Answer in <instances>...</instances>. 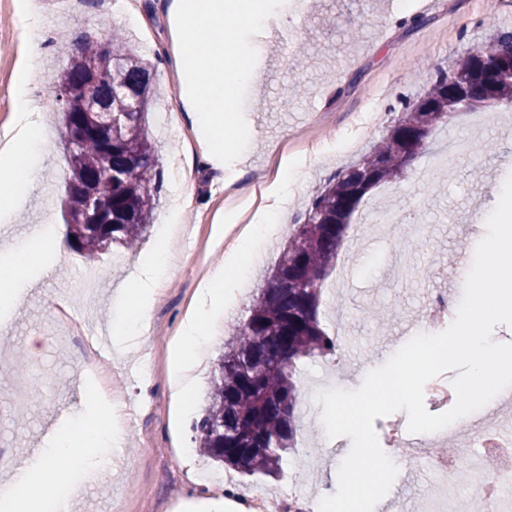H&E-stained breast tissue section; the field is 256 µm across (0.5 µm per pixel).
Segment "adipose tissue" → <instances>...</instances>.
<instances>
[{
	"mask_svg": "<svg viewBox=\"0 0 512 512\" xmlns=\"http://www.w3.org/2000/svg\"><path fill=\"white\" fill-rule=\"evenodd\" d=\"M167 10L176 22L174 66L181 77L179 102L197 140L205 144L203 157L223 165L238 157L247 137L232 123L236 90L259 78L249 59L230 50L232 18L256 29L266 28L272 14L265 0H169ZM40 67V55L29 51L14 84L16 102L11 124L0 133V221L9 222L23 210L43 174L42 156L51 134L41 112L31 106L28 84ZM265 224L247 225L238 236L223 264L202 279L195 308L181 323L179 350L169 370L171 396L182 408H190L196 371L215 329L213 322L224 309V283L231 270H244V261L271 238L279 225L287 223L288 211L279 203L265 209ZM174 225H161L155 247L139 258L132 274L116 296L117 303L130 309L137 322H147L156 288L166 272L167 256L174 239ZM72 242L65 229L52 225L30 240L24 250L0 244V259L11 268L9 278L0 279V313L9 314L35 283L33 268L49 270L63 261ZM79 415L83 428H55L35 455L33 463L0 461V512H46L51 490L79 488L64 464L78 461L83 472L104 482L111 469L103 454L121 438L112 422V405L93 395L81 400Z\"/></svg>",
	"mask_w": 512,
	"mask_h": 512,
	"instance_id": "obj_1",
	"label": "adipose tissue"
}]
</instances>
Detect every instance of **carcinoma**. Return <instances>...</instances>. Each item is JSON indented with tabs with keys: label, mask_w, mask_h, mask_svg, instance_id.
Segmentation results:
<instances>
[{
	"label": "carcinoma",
	"mask_w": 512,
	"mask_h": 512,
	"mask_svg": "<svg viewBox=\"0 0 512 512\" xmlns=\"http://www.w3.org/2000/svg\"><path fill=\"white\" fill-rule=\"evenodd\" d=\"M78 54L47 94L61 102L63 119L77 125L89 113L112 114V129L84 133L68 154L65 206L73 247L94 260L112 244L134 248L150 226L163 170L145 131L148 62L118 33L107 40L83 34ZM495 57L476 49L451 71L436 73L429 91L389 127L357 163L313 196L304 222L295 225L248 317L225 342L210 380L201 419L194 424L201 453L242 476H274L295 447L298 375L314 358L336 355V337L321 326L323 288L351 222L367 192L399 179L432 131L459 112L512 104V33ZM99 201L102 223L86 224L89 197Z\"/></svg>",
	"instance_id": "carcinoma-1"
}]
</instances>
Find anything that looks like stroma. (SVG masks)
Instances as JSON below:
<instances>
[{
  "mask_svg": "<svg viewBox=\"0 0 512 512\" xmlns=\"http://www.w3.org/2000/svg\"><path fill=\"white\" fill-rule=\"evenodd\" d=\"M35 2L40 24L51 26L55 34L85 30L107 39L118 30L150 46L149 136L164 172L193 168L186 192L194 205L181 217L183 231L171 246L150 321L122 357L99 360L112 400L124 411L125 434L119 455L110 459V481L101 486L87 482L76 502L79 512H175L183 498L227 492L238 499L261 492L275 503L291 492L316 500L334 494L338 468L349 448L340 440L333 453L324 454V433L318 427L322 408L315 396L334 388L340 376L349 388H357L369 368L383 365L401 346L395 335L403 318L418 308L427 291L442 287L449 259L461 248L474 247L481 224L512 176V111L458 115L428 139L401 180L373 191L370 208L355 215L353 222L364 227L366 240L356 262L338 264L331 276L349 286L337 293L326 291L320 307L328 328L343 324L349 356L339 364L315 360L305 366L310 385L302 399L298 447L275 479L230 474L207 462L196 449L193 425L231 327L245 317L251 294L263 286L265 271L277 260L288 230L263 246L232 312L219 316L188 413H181L168 388L176 330L193 305L202 272L224 261L218 228L229 231L263 221L257 208L236 206L225 188L249 184L263 192L276 187L280 168H287L297 181L282 204L290 222H297L316 192L365 155L401 117L404 104L429 90L439 69H453L475 49L496 44L512 31V0H496L492 9L486 0H400L401 11L395 15L387 11L386 0H312L311 10L299 17L293 15L290 0H268L284 16L283 28L293 38L272 41L258 84L239 90L235 117L251 139L241 160L221 170L206 165L199 155L184 157L186 121L174 123L168 132L158 128L174 108L180 85L166 58L171 44L166 0H135L144 22L140 30L128 26L121 12H98L96 0H84L79 8L66 0ZM18 10V0H0V127L15 112L13 84L22 55ZM43 111L55 131L46 146L48 176L33 191L27 209L12 220L10 240L19 246L29 241L28 225L64 226L69 220L64 209L69 164L62 143V108L50 97ZM256 113L261 116L257 122L252 119ZM452 140L469 141V152L449 160L432 182L421 180V169ZM419 224L426 227L421 239L413 231ZM154 244L150 232L137 251L115 246L99 255L94 264L103 275L92 299L80 293L82 270L71 261L40 271L36 290L11 318L6 340L0 341V434L16 460L30 459L45 434L71 414L80 395L92 390L77 364L82 347L58 326L51 299L69 298L70 314L88 336L128 320L126 310L114 305L113 294ZM424 268L429 278H421ZM33 336L42 339L39 357L19 361L18 351ZM413 471L414 488H405L400 474L386 495L400 512H415L433 478L424 462H417Z\"/></svg>",
  "mask_w": 512,
  "mask_h": 512,
  "instance_id": "35a3bbf8",
  "label": "stroma"
}]
</instances>
